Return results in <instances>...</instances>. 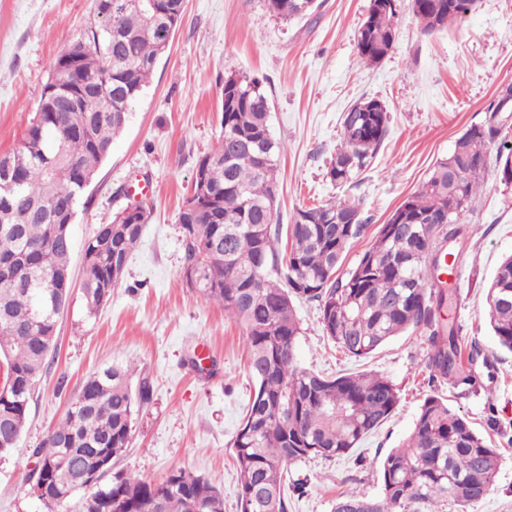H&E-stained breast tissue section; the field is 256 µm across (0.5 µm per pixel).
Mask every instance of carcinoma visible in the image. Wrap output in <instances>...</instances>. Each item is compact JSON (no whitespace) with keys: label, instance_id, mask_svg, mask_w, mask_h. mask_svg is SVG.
<instances>
[{"label":"carcinoma","instance_id":"1","mask_svg":"<svg viewBox=\"0 0 512 512\" xmlns=\"http://www.w3.org/2000/svg\"><path fill=\"white\" fill-rule=\"evenodd\" d=\"M159 28L176 31L184 0H157ZM475 0H411L420 32L432 35L463 18ZM399 0H371L356 39L359 57L380 63L392 51ZM93 17L56 60L37 109L18 145L0 154V457L11 454L30 405L49 367L58 313L71 287L62 274L71 264L67 210L78 211L85 190L125 129L129 110L152 79L167 50L147 32L130 0H93ZM496 95L486 118L473 123L448 157L437 161L422 188L381 225L357 263L342 269L365 229L362 202L339 199L300 208L288 225L290 248L281 250L275 223L276 170L283 144L270 126V97L254 78L224 77L219 146L196 165L193 191L203 201L179 212L182 276L243 327L253 382L248 410L230 447L239 476L238 512H288V467L311 457L349 454L387 420L400 390L386 376L358 371L324 375L299 365L302 335L294 300L317 304L323 334L350 357L367 358L406 333L426 337L428 382L475 379L463 361L479 356L459 327L442 315L458 304V288L437 278L448 269V245L464 236L462 221L476 208L495 148L501 172L512 165V135L493 124ZM385 107L360 99L341 118V141L327 176L352 183L382 144ZM460 210L448 214L451 202ZM404 218V223L395 220ZM149 213L115 214L84 248L82 291L87 315H97L123 279ZM489 326L500 348L512 352V255L490 280ZM132 370L108 365L81 383L65 419L31 449L42 464L44 512L56 500L78 512H224V496L207 478L175 468L159 483L132 473L103 476L97 487H77L70 474L96 464L93 450L112 458L128 447L134 414L150 401L143 378L132 388ZM501 454L466 416L440 396L427 395L405 442L379 463L380 496L354 489L336 496L333 512H466L486 497Z\"/></svg>","mask_w":512,"mask_h":512}]
</instances>
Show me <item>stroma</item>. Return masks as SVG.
<instances>
[{
    "mask_svg": "<svg viewBox=\"0 0 512 512\" xmlns=\"http://www.w3.org/2000/svg\"><path fill=\"white\" fill-rule=\"evenodd\" d=\"M314 14L285 21L265 0H185L183 20L130 120L86 190L72 226L74 273L84 245L116 211L140 204L151 212L123 280L96 318L73 291L58 322L54 363L43 375L27 426L13 455L0 459V512H43L24 482L29 450L65 416L84 377L115 359L133 361L153 386L135 413L127 452L116 467L158 482L174 468L208 478L237 512L238 476L230 442L252 391L240 324L182 279L178 214L191 193L198 160L221 136L224 78L259 79L271 100V130L285 151L278 170V222L298 208L344 197L362 199L368 227L344 261L355 264L379 226L447 157L500 86L512 83V0H477L448 30L421 34L401 6L392 51L369 65L355 50L370 0H316ZM91 0H0V153L17 146L53 73L57 57L90 16ZM363 98L379 99L390 119L381 148L350 185L326 175L340 141L343 112ZM144 193H137V186ZM512 254V181L489 167L477 207L465 223L456 260L462 342L483 359L476 382L429 383L423 336L394 338L371 357L355 359L324 337L315 303L298 301L302 366L325 373L375 370L399 388L395 412L359 448L331 460L291 466L288 512H332L337 494L380 491L378 462L408 436L423 399L436 394L465 415L501 453L495 484L468 512H512V353L500 350L485 320L486 285ZM207 368L197 371L193 356Z\"/></svg>",
    "mask_w": 512,
    "mask_h": 512,
    "instance_id": "1",
    "label": "stroma"
}]
</instances>
